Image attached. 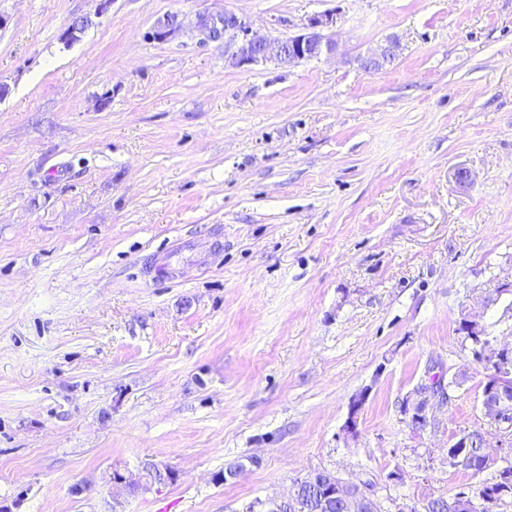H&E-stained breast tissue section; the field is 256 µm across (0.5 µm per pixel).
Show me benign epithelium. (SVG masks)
I'll return each mask as SVG.
<instances>
[{
    "mask_svg": "<svg viewBox=\"0 0 512 512\" xmlns=\"http://www.w3.org/2000/svg\"><path fill=\"white\" fill-rule=\"evenodd\" d=\"M92 24L91 15L73 18L61 34L65 44L80 39L85 30ZM334 25V17L322 13L311 17L304 30L284 39L267 38L250 32L246 22L233 12H224L219 20L211 17L200 19L202 29L208 31L211 37L217 38L224 34L232 39H239L236 52L232 55L233 63L238 67H249L259 64L273 63L280 67H290L304 60L318 58L323 54L336 51V43L330 32ZM179 23L174 15H166L158 19L154 25L153 36L162 40L174 33ZM400 49L396 40L388 41L379 50L358 59V64L367 73L382 70L393 61ZM450 401L448 386L424 384L402 399V410L409 421H414L428 427L432 424L430 411L435 406L445 405ZM364 400L353 399L343 432L347 436L357 433V414ZM512 403V367L503 365L496 370L495 381L483 389L481 395V410L487 425L498 430L505 436L512 434V421L508 420L507 406ZM501 453L491 454V461L499 465L504 476L512 473V450L503 447ZM348 504L351 512H358L364 505L376 501L372 487L359 483L353 494L349 495Z\"/></svg>",
    "mask_w": 512,
    "mask_h": 512,
    "instance_id": "benign-epithelium-1",
    "label": "benign epithelium"
}]
</instances>
